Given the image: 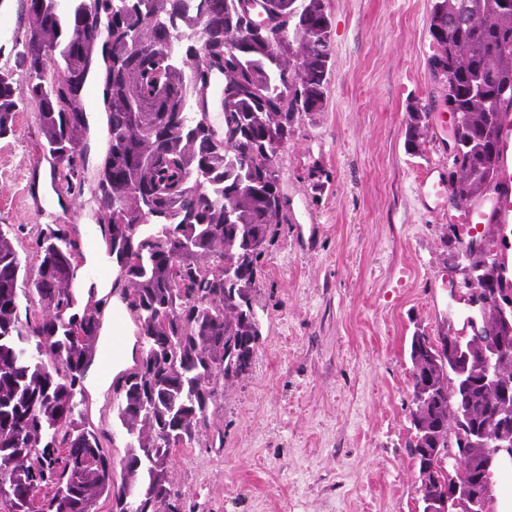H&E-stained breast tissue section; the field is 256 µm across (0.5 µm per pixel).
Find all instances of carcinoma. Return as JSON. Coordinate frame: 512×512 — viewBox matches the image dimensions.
<instances>
[{"label":"carcinoma","instance_id":"obj_1","mask_svg":"<svg viewBox=\"0 0 512 512\" xmlns=\"http://www.w3.org/2000/svg\"><path fill=\"white\" fill-rule=\"evenodd\" d=\"M20 2L26 78L20 84L0 69V139L14 134L21 104L34 108L60 194L84 183L83 91L95 53L106 58L96 78L108 147L92 203L140 356L116 391L126 448L118 475L82 410L102 306L93 287L86 303L77 297L82 253L70 225L41 230L30 266L0 226V512H96L103 498L111 512H181L170 464L200 444L224 388L249 375L261 344L260 258L290 221L275 153L298 116L325 107L331 18L325 0H265L289 36L278 47L251 32L239 0H189L182 16L184 0ZM102 27L111 39L99 50ZM429 34L428 65L455 116L449 194L463 207L498 187L501 108L512 104V0H431ZM55 72L65 80L54 81ZM213 74L224 87L220 128L191 111ZM429 121L426 110L409 108L408 153L421 151ZM459 243L454 231L444 235L445 260L463 288L483 297V335L462 363L448 354L457 336L436 347L424 332L411 336L408 451L421 503L448 495L453 483L495 489L493 449L470 448L460 463L446 451L448 427L457 437L488 425L512 434L501 398L512 392V334L499 319L512 299V271L500 272L505 239L490 228L476 252ZM492 345L496 381L486 384Z\"/></svg>","mask_w":512,"mask_h":512}]
</instances>
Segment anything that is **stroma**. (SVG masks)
<instances>
[{
  "label": "stroma",
  "instance_id": "obj_1",
  "mask_svg": "<svg viewBox=\"0 0 512 512\" xmlns=\"http://www.w3.org/2000/svg\"><path fill=\"white\" fill-rule=\"evenodd\" d=\"M431 0H326L334 56L323 111L298 117L278 152L289 223L260 259L263 336L252 372L224 390L209 437L178 454L170 477L183 512H418L408 342L449 327L452 273L442 238L449 198L422 199L426 167L451 163L448 114L428 59ZM26 21L0 0V65ZM431 114L421 154L404 147L409 106ZM32 107L0 140V224L34 261L41 228L75 226L82 248L100 229L79 191H37L50 168ZM117 378L90 367L86 418L113 462ZM223 434L224 441L211 437Z\"/></svg>",
  "mask_w": 512,
  "mask_h": 512
}]
</instances>
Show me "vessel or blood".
<instances>
[{"instance_id": "1", "label": "vessel or blood", "mask_w": 512, "mask_h": 512, "mask_svg": "<svg viewBox=\"0 0 512 512\" xmlns=\"http://www.w3.org/2000/svg\"><path fill=\"white\" fill-rule=\"evenodd\" d=\"M499 188L488 198L481 200L460 214L449 215L452 224L483 225L488 222L512 223V107L502 109L501 168L498 176Z\"/></svg>"}]
</instances>
